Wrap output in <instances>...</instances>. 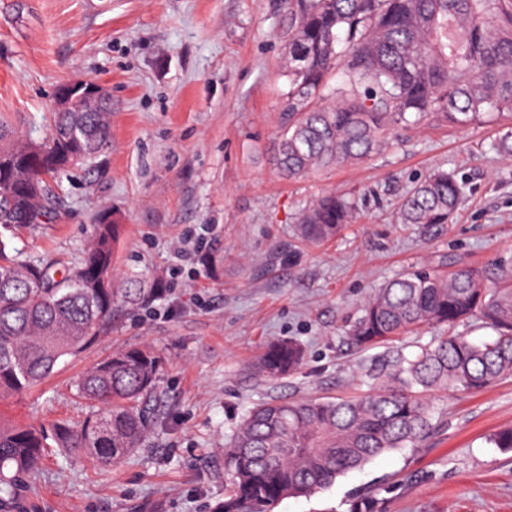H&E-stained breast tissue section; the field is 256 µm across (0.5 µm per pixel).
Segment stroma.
Masks as SVG:
<instances>
[{
    "mask_svg": "<svg viewBox=\"0 0 512 512\" xmlns=\"http://www.w3.org/2000/svg\"><path fill=\"white\" fill-rule=\"evenodd\" d=\"M295 0H0V119L25 139L48 132L55 93L95 79L112 94V137L95 163L59 178L51 223L20 229L31 260L72 268L98 213L122 226L119 280L165 284L123 306L111 327L32 390L0 397V416L36 425L82 421L81 374L109 353L150 346L164 359L140 448L111 466L89 455L45 459L20 512H215L224 448L254 404L361 396L369 372L414 357L433 337L492 336L472 318L430 325L369 350L348 330L364 302L404 270L450 260L512 263V162L491 151L492 123L397 129L370 160L287 179L274 148L286 121L288 31ZM453 172L464 201L451 224L420 233L395 215L415 184ZM336 192L356 199L350 224L319 247L295 234L301 212ZM277 339L306 356L268 380L252 363ZM417 448L386 452L273 512H512V377L435 400Z\"/></svg>",
    "mask_w": 512,
    "mask_h": 512,
    "instance_id": "35a3bbf8",
    "label": "stroma"
}]
</instances>
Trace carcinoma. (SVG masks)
I'll return each mask as SVG.
<instances>
[{
	"instance_id": "carcinoma-1",
	"label": "carcinoma",
	"mask_w": 512,
	"mask_h": 512,
	"mask_svg": "<svg viewBox=\"0 0 512 512\" xmlns=\"http://www.w3.org/2000/svg\"><path fill=\"white\" fill-rule=\"evenodd\" d=\"M287 122L275 152L288 178L370 159L390 131L415 120L465 127L512 117V0H297L289 33ZM101 112H54L45 140L24 141L0 123V395L23 393L76 357L112 322L119 303L144 302L155 289L117 288L113 269L120 225L102 211L80 263L57 276L51 261L31 262L11 245L13 229L51 214L46 177L70 171L79 152L89 167L111 139ZM492 149L512 158V125ZM41 186L37 201L25 193ZM454 175L436 171L416 184L397 212L400 224L429 232L452 222L462 203ZM355 203L336 194L304 211L300 242L321 245L352 218ZM477 317L495 332L476 342L443 336L413 359L373 378L354 399L305 398L253 405L224 449L227 492L217 512H272L286 497L309 496L392 450L417 447L432 431L434 395L477 392L512 376V264L456 265L446 274L405 271L361 307L348 335L361 348L430 325ZM304 359L292 340L268 346L254 365L281 378ZM163 360L147 349H121L93 364L76 383L90 414L45 430L0 419V512L16 492L33 489L38 465L57 449L115 464L139 446L148 417L141 401L158 385Z\"/></svg>"
}]
</instances>
